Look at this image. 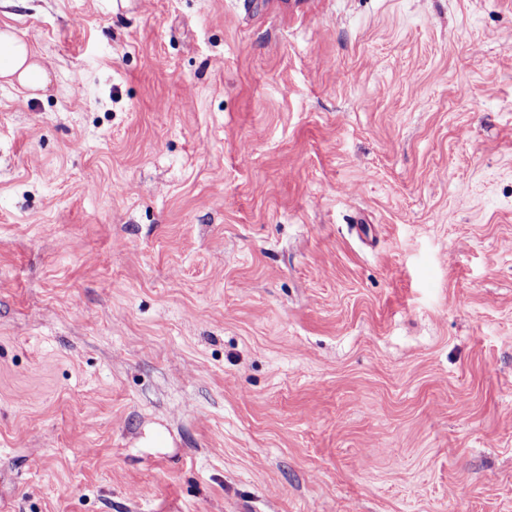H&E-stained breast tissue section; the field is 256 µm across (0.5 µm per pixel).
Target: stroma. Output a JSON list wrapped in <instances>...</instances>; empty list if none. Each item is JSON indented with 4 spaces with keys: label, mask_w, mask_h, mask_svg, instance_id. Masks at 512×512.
<instances>
[{
    "label": "stroma",
    "mask_w": 512,
    "mask_h": 512,
    "mask_svg": "<svg viewBox=\"0 0 512 512\" xmlns=\"http://www.w3.org/2000/svg\"><path fill=\"white\" fill-rule=\"evenodd\" d=\"M0 512H512V0H0ZM0 79L37 93L49 83L46 67L29 44L9 27L0 28Z\"/></svg>",
    "instance_id": "obj_1"
}]
</instances>
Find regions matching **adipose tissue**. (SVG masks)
<instances>
[{
    "mask_svg": "<svg viewBox=\"0 0 512 512\" xmlns=\"http://www.w3.org/2000/svg\"><path fill=\"white\" fill-rule=\"evenodd\" d=\"M0 80L34 93L49 83L46 67L29 44L8 26L0 28Z\"/></svg>",
    "mask_w": 512,
    "mask_h": 512,
    "instance_id": "obj_1",
    "label": "adipose tissue"
}]
</instances>
